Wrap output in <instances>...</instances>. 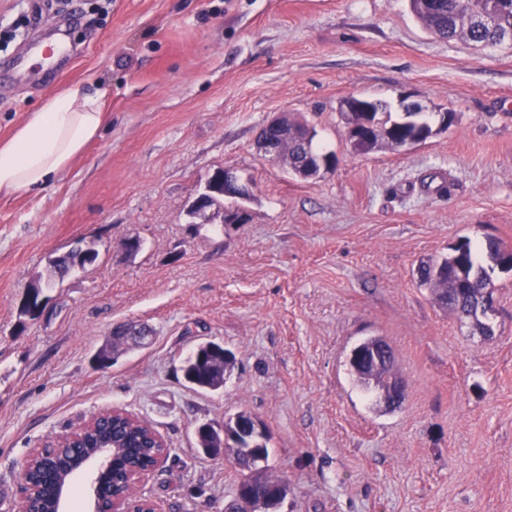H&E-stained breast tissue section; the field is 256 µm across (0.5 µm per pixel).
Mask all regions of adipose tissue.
I'll use <instances>...</instances> for the list:
<instances>
[{"label":"adipose tissue","instance_id":"adipose-tissue-1","mask_svg":"<svg viewBox=\"0 0 512 512\" xmlns=\"http://www.w3.org/2000/svg\"><path fill=\"white\" fill-rule=\"evenodd\" d=\"M105 122L101 95L66 89L50 96L0 143V195L41 189L69 170Z\"/></svg>","mask_w":512,"mask_h":512}]
</instances>
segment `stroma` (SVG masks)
Returning <instances> with one entry per match:
<instances>
[{
  "mask_svg": "<svg viewBox=\"0 0 512 512\" xmlns=\"http://www.w3.org/2000/svg\"><path fill=\"white\" fill-rule=\"evenodd\" d=\"M58 29L71 51L55 78L37 65L0 81V142L70 87L100 93L107 121L67 172L0 197V512H17L33 449L112 407L168 444L141 486L160 512H224L240 472L194 429L241 411L267 429L282 512H512V271L491 275L489 337L417 275L461 237L512 246V48L440 40L409 0H0V61ZM351 94L455 123L360 154L338 111ZM282 112L314 127L333 169L299 179L264 154ZM224 168L249 186L246 223H190ZM78 241L96 263L23 315ZM126 323L148 343L100 366ZM367 336L395 352L394 410L348 371ZM207 340L235 355L218 392L181 372Z\"/></svg>",
  "mask_w": 512,
  "mask_h": 512,
  "instance_id": "35a3bbf8",
  "label": "stroma"
}]
</instances>
